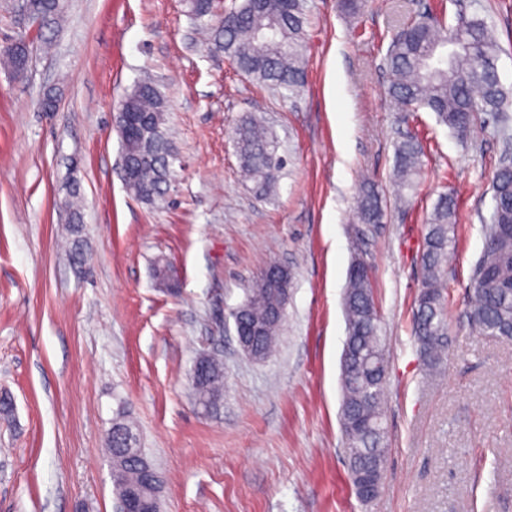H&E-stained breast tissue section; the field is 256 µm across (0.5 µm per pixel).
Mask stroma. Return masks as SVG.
Listing matches in <instances>:
<instances>
[{"instance_id": "obj_1", "label": "stroma", "mask_w": 512, "mask_h": 512, "mask_svg": "<svg viewBox=\"0 0 512 512\" xmlns=\"http://www.w3.org/2000/svg\"><path fill=\"white\" fill-rule=\"evenodd\" d=\"M486 18L512 92V0H444ZM420 0H308L304 90L286 99L252 84L223 53L193 42L185 0H65L51 50L23 77L0 69V512H116L104 449L127 415L164 480L162 512H512V342L473 334L470 269L491 213L504 144L493 124L461 145L434 113L389 103L384 64ZM169 105L178 159L163 201L126 189L117 113L144 76ZM54 92L57 109L41 111ZM277 137L286 168L272 195L242 171L234 127ZM426 147L418 185L392 180L399 134ZM386 218L356 215L364 182ZM78 191L89 252L63 241ZM454 193L448 355L428 375L412 336L425 217ZM366 248L388 357L389 455L379 496L357 498L340 424L343 306L352 259ZM168 262L175 289L160 288ZM270 263L293 273L277 347L254 361L230 313ZM224 360V401L196 402L197 357Z\"/></svg>"}]
</instances>
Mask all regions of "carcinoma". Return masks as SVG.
Here are the masks:
<instances>
[{
  "mask_svg": "<svg viewBox=\"0 0 512 512\" xmlns=\"http://www.w3.org/2000/svg\"><path fill=\"white\" fill-rule=\"evenodd\" d=\"M12 7L14 22L26 30L36 27L39 42L49 45L63 20V0H21ZM194 22L204 26L214 47L254 84L278 93L297 92L305 85L307 0H243L224 17L213 20V0H188ZM25 48L12 47L0 54V63L16 70L25 62V49L34 43L20 34ZM500 45L494 28L476 13L459 12L456 24L442 22V6L435 16L409 18L392 38L385 63L391 80L389 101L398 112L420 108L434 112L461 141L468 140L477 117L492 120L502 133L512 117L496 61ZM122 108L128 112L119 126L124 162L134 173L126 188L135 197L154 202L167 193L176 153L165 128L168 101L157 88H133ZM235 143L256 193L273 191L286 160L267 129L253 121L235 130ZM424 150L411 133L396 146L394 178L399 191L412 190L423 165ZM492 211L482 225L483 250L474 262L469 281L465 317L476 335L512 342V155L505 154L496 167L491 186ZM357 214L364 224L383 222L384 210L375 185L369 184L357 199ZM456 198L439 195L424 224L419 252L421 289L415 301L412 331L426 370L435 372L448 352V257L456 247ZM68 252L74 264L87 260L83 226L78 213L68 226ZM274 265H268L246 289L242 305L247 315L244 333L262 356L275 347L283 320L275 311L283 305V288L269 284ZM347 325L356 353L342 374L340 421L346 439L350 477L359 486L370 473L382 480L389 451L383 428L384 394L388 370L381 316L375 305L369 268L363 254L350 269L344 293ZM202 397L220 400L224 392L221 361L211 359L197 377ZM108 452L123 474L124 486L150 504L152 493L142 487L141 466L125 464L121 439L109 436Z\"/></svg>",
  "mask_w": 512,
  "mask_h": 512,
  "instance_id": "cac0c4a2",
  "label": "carcinoma"
}]
</instances>
